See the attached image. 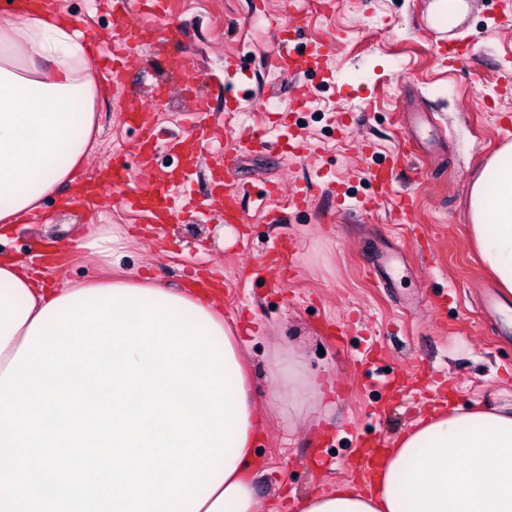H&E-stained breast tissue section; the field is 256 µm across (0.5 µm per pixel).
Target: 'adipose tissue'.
<instances>
[{
	"label": "adipose tissue",
	"instance_id": "ef3b65f1",
	"mask_svg": "<svg viewBox=\"0 0 512 512\" xmlns=\"http://www.w3.org/2000/svg\"><path fill=\"white\" fill-rule=\"evenodd\" d=\"M82 39L63 20L14 14L0 22V231L36 214L41 200L73 183L83 164L96 124L98 85ZM469 211V232L483 264L512 293V144L473 180ZM133 286L150 298L181 304L217 334L231 372L239 411L234 445L213 495L201 497L197 512H261L254 444L264 419L240 342L215 301L122 276L49 288L22 262L1 258L0 374L38 314H54L86 291ZM268 393L292 418L324 400L321 382L292 351L274 354ZM296 512H512V408L476 401L433 410L397 440L371 489L339 485L299 499Z\"/></svg>",
	"mask_w": 512,
	"mask_h": 512
}]
</instances>
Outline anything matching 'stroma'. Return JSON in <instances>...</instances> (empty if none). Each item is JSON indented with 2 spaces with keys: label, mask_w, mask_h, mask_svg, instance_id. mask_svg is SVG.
<instances>
[{
  "label": "stroma",
  "mask_w": 512,
  "mask_h": 512,
  "mask_svg": "<svg viewBox=\"0 0 512 512\" xmlns=\"http://www.w3.org/2000/svg\"><path fill=\"white\" fill-rule=\"evenodd\" d=\"M183 2L171 36L143 43L120 81H101L84 172L114 162L147 179L125 95L153 102L162 141L153 163L174 170L180 159L164 143L192 132L193 94L209 98L210 122L234 140L237 113L259 125L267 99L288 97L291 78L271 65L281 40L298 51L323 41V62L300 77L307 103L270 135L269 150L240 155L226 172L248 188L245 223H224L203 205L150 236L115 195L91 209L65 206V184L0 240V253L26 262L61 251L63 267L44 273L48 285L89 279L97 270L74 241L96 224L127 234L126 270L165 287L191 288L194 265L221 278L224 321L267 413L255 493L265 512H294L304 496L358 486V439L397 440L434 409L512 405V322L481 313L480 295L496 281L467 230L472 181L512 143V23L504 0H469L448 31L427 24L430 0ZM57 11L92 38L94 57L109 53L116 23L98 0H57ZM452 47L473 54L456 70L446 63ZM416 112L434 120L422 129L434 149L429 178L398 175L378 199L372 173L390 163ZM297 187L310 200L295 209L288 195ZM405 193L415 209L409 224L395 215ZM283 244L296 252L293 269L249 276V265ZM280 346L328 384L324 405L292 420L268 395L267 366Z\"/></svg>",
  "instance_id": "1"
}]
</instances>
